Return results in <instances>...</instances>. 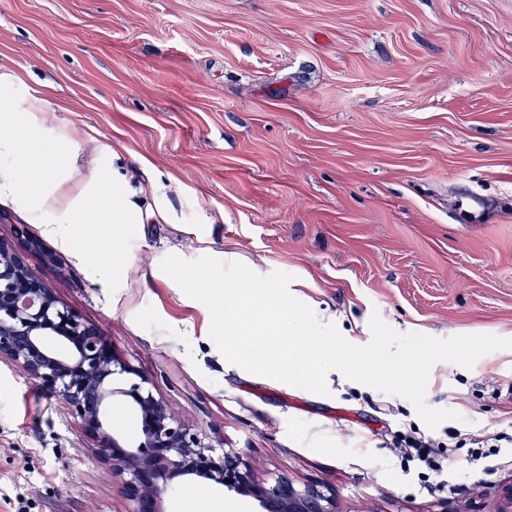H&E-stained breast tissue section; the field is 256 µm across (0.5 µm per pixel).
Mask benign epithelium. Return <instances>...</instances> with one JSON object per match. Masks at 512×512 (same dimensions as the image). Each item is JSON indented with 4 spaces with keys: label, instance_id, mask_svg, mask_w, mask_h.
<instances>
[{
    "label": "benign epithelium",
    "instance_id": "1",
    "mask_svg": "<svg viewBox=\"0 0 512 512\" xmlns=\"http://www.w3.org/2000/svg\"><path fill=\"white\" fill-rule=\"evenodd\" d=\"M39 246L25 229L14 242L0 240V363L63 401L108 467L128 512H162L169 483L202 479L245 498L249 512H336V501L314 484L288 476L256 478L238 453L217 449L157 397L152 384L120 360L104 334L61 304L29 269L25 253ZM117 378L126 387L115 389ZM119 395L135 413L138 438L112 428L109 404Z\"/></svg>",
    "mask_w": 512,
    "mask_h": 512
}]
</instances>
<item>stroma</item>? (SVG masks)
<instances>
[{
	"instance_id": "1",
	"label": "stroma",
	"mask_w": 512,
	"mask_h": 512,
	"mask_svg": "<svg viewBox=\"0 0 512 512\" xmlns=\"http://www.w3.org/2000/svg\"><path fill=\"white\" fill-rule=\"evenodd\" d=\"M0 69L18 101L43 98L69 190L120 179L141 216L114 243L125 276L4 192L0 239L38 240L32 271L177 416L338 512H494L512 491V349L432 367L428 404L505 442L480 462L449 451L451 488L434 492L391 440L424 427L407 400L229 364L160 262L293 274L291 294L356 345L375 311L401 333L512 338V0H0ZM162 507L245 510L193 481ZM127 509L65 404L1 363L0 512Z\"/></svg>"
}]
</instances>
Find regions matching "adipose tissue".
<instances>
[{
	"mask_svg": "<svg viewBox=\"0 0 512 512\" xmlns=\"http://www.w3.org/2000/svg\"><path fill=\"white\" fill-rule=\"evenodd\" d=\"M17 82L14 72L0 71V156L11 154L19 161L18 167L0 171V185L11 192L18 204L40 217L48 234L69 247L76 244L68 230L69 225L93 223L91 209L105 211L107 227L97 233L96 250L103 256H110L112 227L138 223V212L127 203L112 204V197L124 194L123 186L117 180L113 181L112 193L108 196L85 187L74 194L63 192V162L43 163V155L35 141V115L43 111L44 102L33 96L26 103H19Z\"/></svg>",
	"mask_w": 512,
	"mask_h": 512,
	"instance_id": "1",
	"label": "adipose tissue"
}]
</instances>
